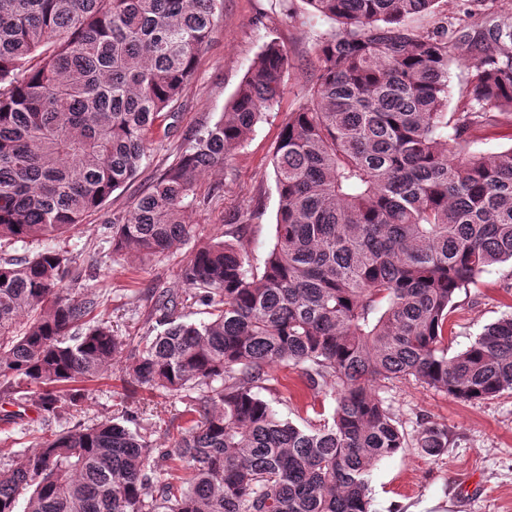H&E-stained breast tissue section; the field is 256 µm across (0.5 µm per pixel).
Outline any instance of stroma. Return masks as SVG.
Segmentation results:
<instances>
[{
  "label": "stroma",
  "mask_w": 512,
  "mask_h": 512,
  "mask_svg": "<svg viewBox=\"0 0 512 512\" xmlns=\"http://www.w3.org/2000/svg\"><path fill=\"white\" fill-rule=\"evenodd\" d=\"M291 11L296 19H288ZM331 27V21L315 15L304 0H223L212 41L183 93L174 129H157L135 179L112 193L83 224L56 238L57 246L72 251L88 267L86 286L119 335H142L153 291L185 293L180 270L199 242L241 230L246 259L262 265L275 242L279 198L272 161L279 134L316 79V40ZM273 40L287 49L290 59L283 94L227 165L199 179L201 204L188 214L190 238L173 252L146 261L132 254L113 255L109 217L129 210L194 133L223 117L262 47ZM459 146L487 154L511 147L512 116L491 113L483 126L462 136ZM509 314L512 264L506 262L457 293L445 327L449 355L464 350L486 326ZM130 361L129 352H122L111 372L87 383L83 413L46 425L30 405L21 420L0 421V449L16 455L34 448L37 436L59 427L126 414L136 415L137 430L153 443L170 445L189 425L190 401L145 388L130 390L124 380ZM273 375L272 388L262 397L280 417L309 431L331 423L336 407L332 386L308 388L299 370L285 364L276 366ZM377 394L404 431L406 444L373 468L372 512H413L426 502L432 505L430 512H512L511 390L463 403L407 378L380 382ZM425 424L448 431V446L440 456H428L416 445Z\"/></svg>",
  "instance_id": "1"
}]
</instances>
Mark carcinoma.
I'll return each mask as SVG.
<instances>
[{
  "label": "carcinoma",
  "mask_w": 512,
  "mask_h": 512,
  "mask_svg": "<svg viewBox=\"0 0 512 512\" xmlns=\"http://www.w3.org/2000/svg\"><path fill=\"white\" fill-rule=\"evenodd\" d=\"M220 0H0V241H48L80 224L146 158L154 128L192 79ZM334 23L318 76L282 126L279 208L263 266L242 243H199L181 269L209 319L181 295L151 296L148 330L120 336L67 250L0 253V399L42 421L79 413L80 382L134 350L126 381L178 395L195 417L172 447L126 423L77 424L0 466V512H370L369 477L405 436L376 394L414 377L462 401L512 390V315L448 357L456 294L512 262V146L462 154L448 142V70L469 60L455 139L512 115V0H467L466 18L413 24L439 0H305ZM288 53L258 54L224 117L194 134L130 210L112 252L145 258L191 237L196 182L223 166L283 90ZM287 362L331 385V425L307 432L261 391ZM438 456L448 431L421 427ZM179 461L152 486L148 469Z\"/></svg>",
  "instance_id": "cac0c4a2"
}]
</instances>
